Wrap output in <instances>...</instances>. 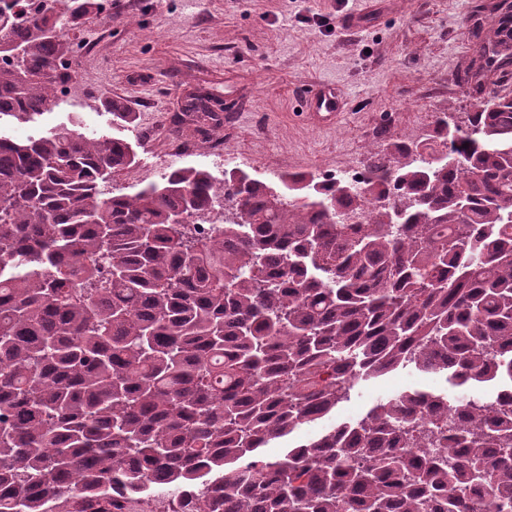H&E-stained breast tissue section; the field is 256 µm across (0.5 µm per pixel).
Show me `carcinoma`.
Returning <instances> with one entry per match:
<instances>
[{"instance_id": "obj_1", "label": "carcinoma", "mask_w": 512, "mask_h": 512, "mask_svg": "<svg viewBox=\"0 0 512 512\" xmlns=\"http://www.w3.org/2000/svg\"><path fill=\"white\" fill-rule=\"evenodd\" d=\"M100 10L0 0V45L26 47L0 48V118L53 108L75 78L65 27ZM471 15L468 125L370 152L361 187L183 167L113 195L128 140L77 116L0 135V512L144 495L170 512H512V0ZM220 125L200 96L171 132ZM400 368L447 387L260 454Z\"/></svg>"}]
</instances>
